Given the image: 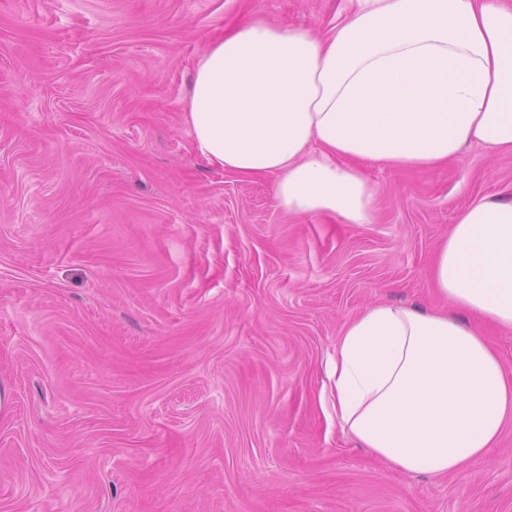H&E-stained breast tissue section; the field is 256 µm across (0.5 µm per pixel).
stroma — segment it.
I'll use <instances>...</instances> for the list:
<instances>
[{"mask_svg": "<svg viewBox=\"0 0 512 512\" xmlns=\"http://www.w3.org/2000/svg\"><path fill=\"white\" fill-rule=\"evenodd\" d=\"M342 0H0V512H512L488 458L390 469L322 409L345 321L429 307L433 257L512 154L367 164L369 224L288 216L201 157L195 65L262 18Z\"/></svg>", "mask_w": 512, "mask_h": 512, "instance_id": "obj_1", "label": "stroma"}]
</instances>
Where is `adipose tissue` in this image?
Returning a JSON list of instances; mask_svg holds the SVG:
<instances>
[{
    "instance_id": "ef3b65f1",
    "label": "adipose tissue",
    "mask_w": 512,
    "mask_h": 512,
    "mask_svg": "<svg viewBox=\"0 0 512 512\" xmlns=\"http://www.w3.org/2000/svg\"><path fill=\"white\" fill-rule=\"evenodd\" d=\"M328 33L263 20L198 59L184 121L197 152L274 177L288 214L371 223L378 163L435 169L512 153V4L345 0ZM430 278L442 308L374 302L343 325L321 403L392 468L448 476L512 422V377L481 327L512 333V190L463 207Z\"/></svg>"
}]
</instances>
